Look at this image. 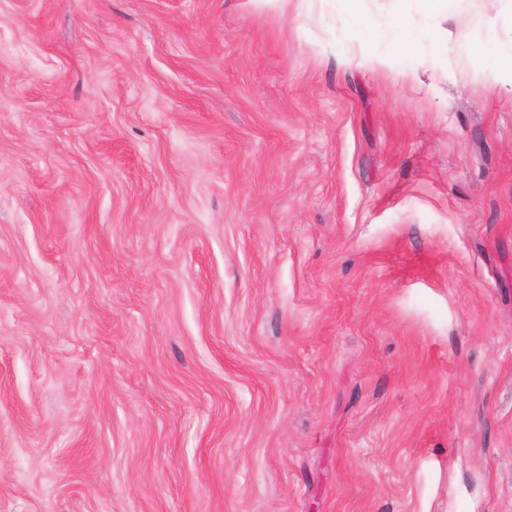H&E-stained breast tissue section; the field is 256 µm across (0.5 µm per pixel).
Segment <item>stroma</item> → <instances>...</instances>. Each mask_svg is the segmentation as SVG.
I'll list each match as a JSON object with an SVG mask.
<instances>
[{
	"instance_id": "35a3bbf8",
	"label": "stroma",
	"mask_w": 512,
	"mask_h": 512,
	"mask_svg": "<svg viewBox=\"0 0 512 512\" xmlns=\"http://www.w3.org/2000/svg\"><path fill=\"white\" fill-rule=\"evenodd\" d=\"M0 0V512H512V0ZM421 2H424L425 6V15L421 19L420 23L417 25H412L410 27H407L404 32V42L405 45L410 46L415 39L417 38L418 34L421 32V30L424 27H427V31H431L433 35V39L435 44L439 49H448V41H445L443 43L439 42L433 32V29H431L429 20H432L435 17L436 11H437V2H441V0H420ZM483 60L491 68L509 69L512 72V53H505L498 48V38L495 32L490 31L484 46Z\"/></svg>"
}]
</instances>
